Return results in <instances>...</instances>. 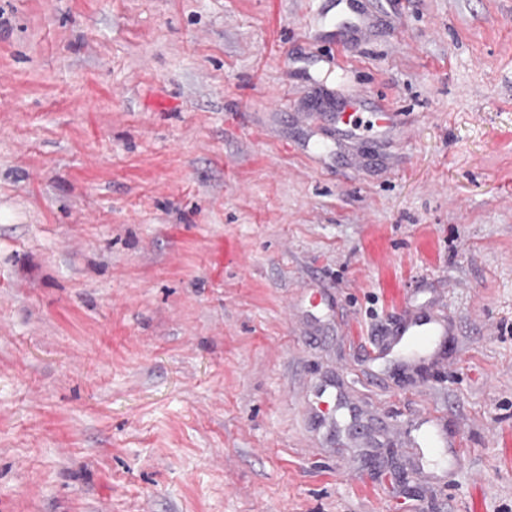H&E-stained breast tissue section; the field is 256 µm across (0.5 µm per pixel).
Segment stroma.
Wrapping results in <instances>:
<instances>
[{
    "label": "stroma",
    "mask_w": 512,
    "mask_h": 512,
    "mask_svg": "<svg viewBox=\"0 0 512 512\" xmlns=\"http://www.w3.org/2000/svg\"><path fill=\"white\" fill-rule=\"evenodd\" d=\"M0 512H512V0H0ZM448 334L444 320L437 316L419 311L413 314L399 329H397L393 346L402 347L415 345L420 348L419 358L430 354L435 343L441 336ZM432 413H426L424 417L420 418L418 422L410 424V429L408 430V440L409 441H415L416 440V434H417V444L424 448H419L422 453L419 456L418 459V465L422 470H425L426 467V456L424 453H427L428 455L432 453H441L443 454L445 452V448H447V456H448V465L455 464L460 458L461 455L459 453V450L454 447V442L451 440H448L446 434L444 436V445L442 441L433 433L422 430V426L426 424H430L432 422ZM444 447V448H443Z\"/></svg>",
    "instance_id": "1"
}]
</instances>
